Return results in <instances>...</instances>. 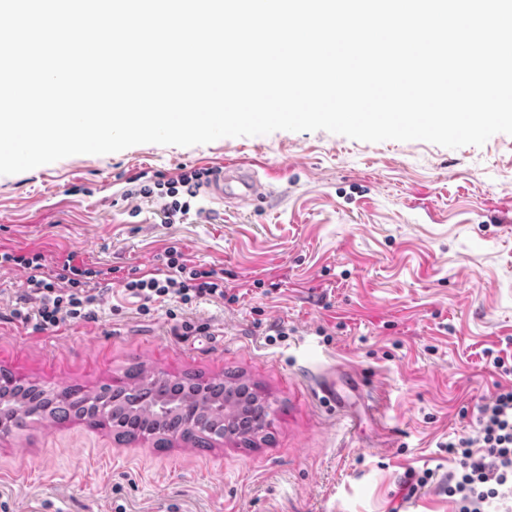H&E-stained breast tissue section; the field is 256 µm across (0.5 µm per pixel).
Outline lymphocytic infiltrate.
<instances>
[{"label": "lymphocytic infiltrate", "mask_w": 512, "mask_h": 512, "mask_svg": "<svg viewBox=\"0 0 512 512\" xmlns=\"http://www.w3.org/2000/svg\"><path fill=\"white\" fill-rule=\"evenodd\" d=\"M211 176L210 169L182 170L169 178L148 179L129 189V196L161 201L162 221L173 224L186 220L191 201ZM167 273L142 274L134 278L113 277L111 271L79 266L66 257L56 268H48L42 253L0 250V268L21 267L29 275L22 295L24 304L13 309L12 317L35 330L45 331L68 321H89L102 296V284L117 280L137 310L149 315L153 306L168 301L189 304L199 299L225 297L224 274L187 262L176 248L164 252ZM476 437L449 441L446 449L456 469L442 486L453 499L457 512H489L490 505L512 495V387L500 388L492 404L478 417Z\"/></svg>", "instance_id": "lymphocytic-infiltrate-1"}]
</instances>
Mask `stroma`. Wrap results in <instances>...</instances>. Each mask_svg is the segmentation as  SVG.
<instances>
[{
	"instance_id": "1",
	"label": "stroma",
	"mask_w": 512,
	"mask_h": 512,
	"mask_svg": "<svg viewBox=\"0 0 512 512\" xmlns=\"http://www.w3.org/2000/svg\"><path fill=\"white\" fill-rule=\"evenodd\" d=\"M269 169L267 200L161 221L125 199L138 173ZM176 247L223 271L227 301L138 313L123 288L92 322L45 331L12 319L27 273L0 269V367L47 389L154 374L236 371L270 405L256 447L118 443L81 422L0 438L8 512H454L442 443L474 435L512 386V135L450 149L324 130L140 144L0 175V249L99 269L163 273ZM191 322L187 333L182 322ZM340 381L335 408L320 387ZM434 483L403 501L408 470Z\"/></svg>"
}]
</instances>
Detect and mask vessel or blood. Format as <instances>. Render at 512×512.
<instances>
[{
	"mask_svg": "<svg viewBox=\"0 0 512 512\" xmlns=\"http://www.w3.org/2000/svg\"><path fill=\"white\" fill-rule=\"evenodd\" d=\"M268 192V182L261 179L252 165L238 161L221 165L207 187L211 199L235 208L256 206Z\"/></svg>",
	"mask_w": 512,
	"mask_h": 512,
	"instance_id": "b4317fda",
	"label": "vessel or blood"
}]
</instances>
